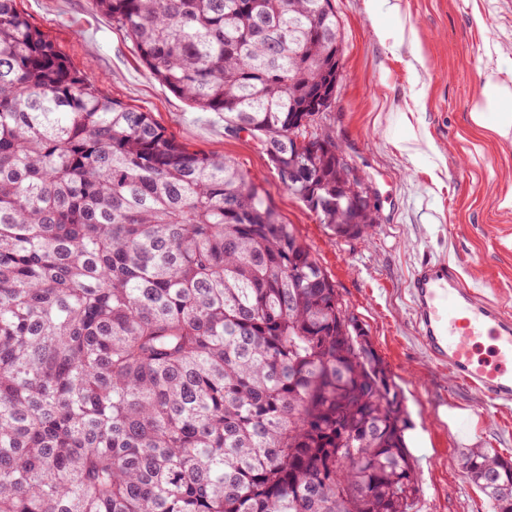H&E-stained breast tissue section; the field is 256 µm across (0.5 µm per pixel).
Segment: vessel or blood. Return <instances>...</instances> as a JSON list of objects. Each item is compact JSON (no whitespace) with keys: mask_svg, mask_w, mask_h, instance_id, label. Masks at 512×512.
I'll list each match as a JSON object with an SVG mask.
<instances>
[{"mask_svg":"<svg viewBox=\"0 0 512 512\" xmlns=\"http://www.w3.org/2000/svg\"><path fill=\"white\" fill-rule=\"evenodd\" d=\"M424 345L488 406L512 402V315L466 287L445 261H422L412 279Z\"/></svg>","mask_w":512,"mask_h":512,"instance_id":"b4317fda","label":"vessel or blood"}]
</instances>
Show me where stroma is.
<instances>
[{
  "mask_svg": "<svg viewBox=\"0 0 512 512\" xmlns=\"http://www.w3.org/2000/svg\"><path fill=\"white\" fill-rule=\"evenodd\" d=\"M343 35L342 72L321 115L375 191L369 239L341 240L277 177L248 134L227 135L222 115L201 112L162 85L132 42L93 0H20L32 25L109 97L153 119L189 150L216 153L254 176L281 219L312 249L348 309L369 332L404 398L416 465L418 512H489L462 467L469 448L512 459V404L479 416L482 397L435 364L421 338L410 280L426 258L457 264L464 285L512 314V139L477 129V88L512 86V0H333ZM399 25L427 60L413 71L409 45L381 44ZM465 411L456 427L444 418Z\"/></svg>",
  "mask_w": 512,
  "mask_h": 512,
  "instance_id": "stroma-1",
  "label": "stroma"
}]
</instances>
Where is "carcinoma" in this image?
<instances>
[{
    "instance_id": "carcinoma-1",
    "label": "carcinoma",
    "mask_w": 512,
    "mask_h": 512,
    "mask_svg": "<svg viewBox=\"0 0 512 512\" xmlns=\"http://www.w3.org/2000/svg\"><path fill=\"white\" fill-rule=\"evenodd\" d=\"M94 8L331 235L369 234L311 118L336 101L332 0ZM354 321L247 172L105 96L0 0V512H413L404 401ZM464 469L512 512L511 460L473 448Z\"/></svg>"
}]
</instances>
